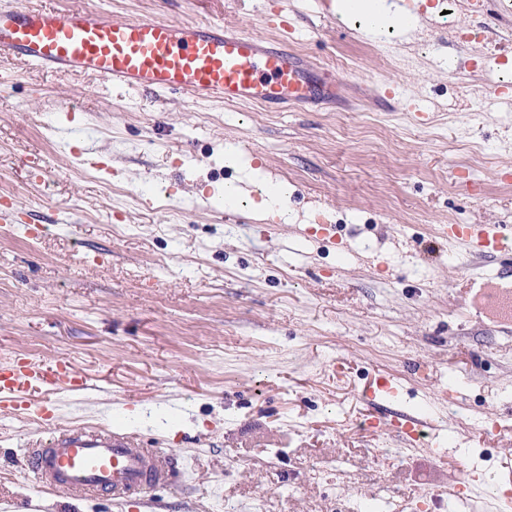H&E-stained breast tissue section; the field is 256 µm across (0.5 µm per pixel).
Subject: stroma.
<instances>
[{
    "label": "stroma",
    "mask_w": 512,
    "mask_h": 512,
    "mask_svg": "<svg viewBox=\"0 0 512 512\" xmlns=\"http://www.w3.org/2000/svg\"><path fill=\"white\" fill-rule=\"evenodd\" d=\"M9 3L283 37L339 93L195 105L0 56V207L32 226L0 231V363L64 358L87 384L42 422L0 414V512H457L449 487L474 463L485 496L512 468V329L474 314L467 273L512 258L475 262L437 229L512 225V111L489 93L512 71V0H425L410 38L365 36L320 0ZM269 177L287 220L252 216ZM228 181L249 185L235 213ZM381 375L432 420L420 441L370 428ZM72 425L125 428L183 472L143 503L42 489L27 440ZM439 432L457 445L444 464Z\"/></svg>",
    "instance_id": "1"
}]
</instances>
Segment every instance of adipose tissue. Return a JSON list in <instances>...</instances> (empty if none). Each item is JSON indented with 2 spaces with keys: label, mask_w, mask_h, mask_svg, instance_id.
<instances>
[{
  "label": "adipose tissue",
  "mask_w": 512,
  "mask_h": 512,
  "mask_svg": "<svg viewBox=\"0 0 512 512\" xmlns=\"http://www.w3.org/2000/svg\"><path fill=\"white\" fill-rule=\"evenodd\" d=\"M341 17L365 24L366 33L378 35L387 31L414 32L423 27L424 16L405 13L398 0H339Z\"/></svg>",
  "instance_id": "1"
}]
</instances>
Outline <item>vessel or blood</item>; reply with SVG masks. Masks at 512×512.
I'll return each instance as SVG.
<instances>
[{"label":"vessel or blood","instance_id":"vessel-or-blood-1","mask_svg":"<svg viewBox=\"0 0 512 512\" xmlns=\"http://www.w3.org/2000/svg\"><path fill=\"white\" fill-rule=\"evenodd\" d=\"M0 54L43 70L98 76L106 87L175 91L201 103H253L278 108L334 99L335 78L288 47L226 25L175 22L153 16L109 17L81 9L0 5ZM440 235L450 244L495 256L512 248L508 224H451ZM486 304L512 321V292L488 293ZM75 382L65 361L48 367L34 360L0 366V409H27L32 398L49 400ZM397 380L381 378L364 395L377 413L376 428L391 426L418 439L425 421L390 414ZM30 466L42 488L72 499L99 491L122 497L170 484L174 455L121 429L71 427L29 441Z\"/></svg>","mask_w":512,"mask_h":512}]
</instances>
